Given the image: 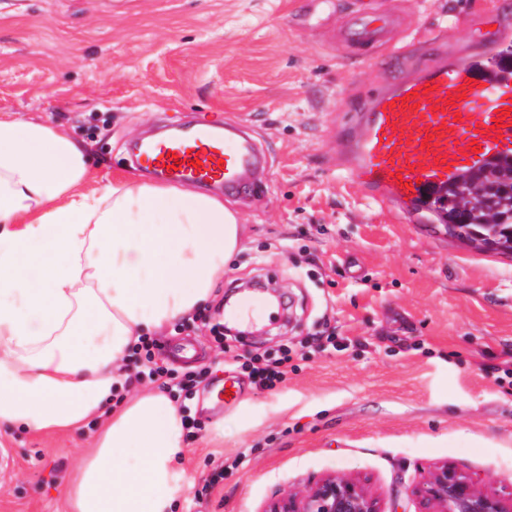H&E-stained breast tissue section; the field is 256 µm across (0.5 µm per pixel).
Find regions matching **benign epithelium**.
Segmentation results:
<instances>
[{"label":"benign epithelium","mask_w":512,"mask_h":512,"mask_svg":"<svg viewBox=\"0 0 512 512\" xmlns=\"http://www.w3.org/2000/svg\"><path fill=\"white\" fill-rule=\"evenodd\" d=\"M414 493L423 512H512L494 493L479 490L468 478L443 466ZM266 512H383L380 500L364 485L346 477L328 476L304 490L271 501Z\"/></svg>","instance_id":"obj_1"}]
</instances>
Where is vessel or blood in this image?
<instances>
[{
	"label": "vessel or blood",
	"instance_id": "obj_1",
	"mask_svg": "<svg viewBox=\"0 0 512 512\" xmlns=\"http://www.w3.org/2000/svg\"><path fill=\"white\" fill-rule=\"evenodd\" d=\"M398 25L394 13L360 0L347 42L356 55L389 59L394 49L386 36ZM241 128L201 118L167 124L131 145L130 163L168 181L234 193L266 165ZM338 140L369 198L408 213L428 210L459 175L512 158V60L494 49L428 55L365 97Z\"/></svg>",
	"mask_w": 512,
	"mask_h": 512
}]
</instances>
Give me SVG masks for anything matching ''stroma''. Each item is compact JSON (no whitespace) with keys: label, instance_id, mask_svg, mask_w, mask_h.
Returning <instances> with one entry per match:
<instances>
[{"label":"stroma","instance_id":"1","mask_svg":"<svg viewBox=\"0 0 512 512\" xmlns=\"http://www.w3.org/2000/svg\"><path fill=\"white\" fill-rule=\"evenodd\" d=\"M381 2L406 19L410 63L423 40L447 49L453 9L467 11L457 38L469 51L512 15V0ZM351 10L352 0H0V110L85 143L99 184L129 174L126 145L164 118L245 122L268 155L257 190L224 197L244 239L218 299L158 340L166 388L200 427L171 512H265L329 475L365 484L384 512H419L414 487L443 465L512 498V255L368 202L339 165L340 116L392 75L337 46ZM256 281L289 312L215 342L208 326L223 321L225 298ZM185 342L202 351L204 375L184 397L187 364L172 351ZM285 352L282 383H251L246 364ZM228 375L240 401L220 408L211 392ZM96 430L1 428L0 512H59L63 477Z\"/></svg>","mask_w":512,"mask_h":512}]
</instances>
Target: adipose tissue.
<instances>
[{
	"instance_id": "obj_1",
	"label": "adipose tissue",
	"mask_w": 512,
	"mask_h": 512,
	"mask_svg": "<svg viewBox=\"0 0 512 512\" xmlns=\"http://www.w3.org/2000/svg\"><path fill=\"white\" fill-rule=\"evenodd\" d=\"M90 175L62 128L0 115V428L74 433L105 416L62 512H169L187 485L182 415L160 390L123 397L124 361L215 298L243 227L193 187Z\"/></svg>"
}]
</instances>
